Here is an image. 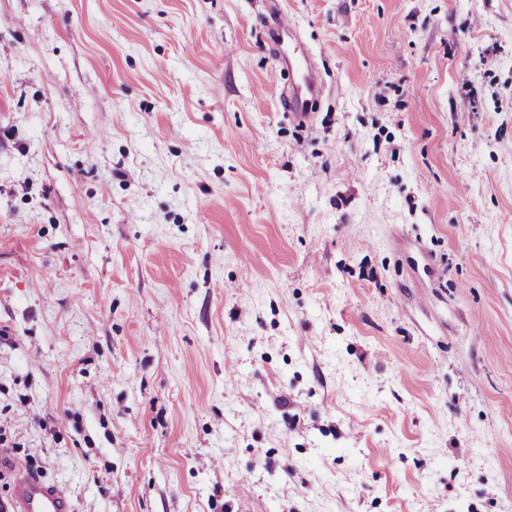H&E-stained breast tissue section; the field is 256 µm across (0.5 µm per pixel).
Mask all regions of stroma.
Returning <instances> with one entry per match:
<instances>
[{
    "instance_id": "obj_1",
    "label": "stroma",
    "mask_w": 512,
    "mask_h": 512,
    "mask_svg": "<svg viewBox=\"0 0 512 512\" xmlns=\"http://www.w3.org/2000/svg\"><path fill=\"white\" fill-rule=\"evenodd\" d=\"M271 1L0 0V450L74 512H512V0ZM302 91L301 93H292L294 98L293 112L299 121H307L310 118L311 112L308 111V103L310 96L312 99L320 94L321 86L318 82L316 72L313 67L307 68L302 77Z\"/></svg>"
}]
</instances>
